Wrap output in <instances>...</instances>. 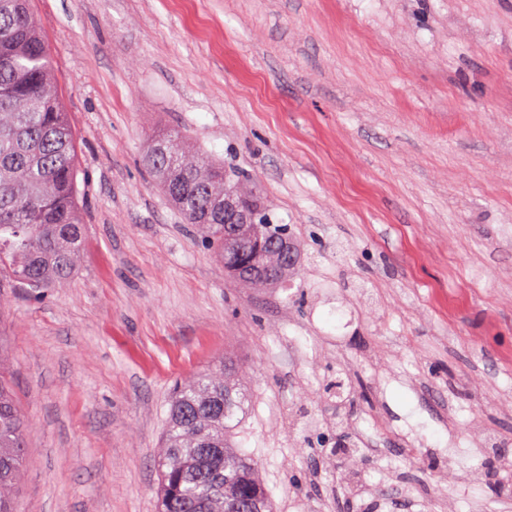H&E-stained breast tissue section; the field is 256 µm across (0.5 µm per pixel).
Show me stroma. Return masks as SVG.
Listing matches in <instances>:
<instances>
[{"label":"stroma","mask_w":512,"mask_h":512,"mask_svg":"<svg viewBox=\"0 0 512 512\" xmlns=\"http://www.w3.org/2000/svg\"><path fill=\"white\" fill-rule=\"evenodd\" d=\"M32 7L86 236L64 287L0 296L23 512H157L172 387L222 359L273 512H512V0ZM169 128L292 225L290 286L184 224L142 162Z\"/></svg>","instance_id":"stroma-1"}]
</instances>
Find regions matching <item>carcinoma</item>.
I'll list each match as a JSON object with an SVG mask.
<instances>
[{
	"mask_svg": "<svg viewBox=\"0 0 512 512\" xmlns=\"http://www.w3.org/2000/svg\"><path fill=\"white\" fill-rule=\"evenodd\" d=\"M182 138L180 131L155 137L144 165L185 223L224 260L229 277L255 287L225 260L235 242L224 238V213L215 208L224 168L185 154L178 148ZM77 155L43 23L29 0H0V289L58 288L77 270L84 239ZM234 184L239 208L259 220L244 228V257L269 265L272 240L293 232L271 221L251 179ZM243 402L237 368L224 360L177 384L165 421L159 512H273L257 463L231 441L228 420ZM27 426L0 353V512H20L15 489Z\"/></svg>",
	"mask_w": 512,
	"mask_h": 512,
	"instance_id": "cac0c4a2",
	"label": "carcinoma"
}]
</instances>
